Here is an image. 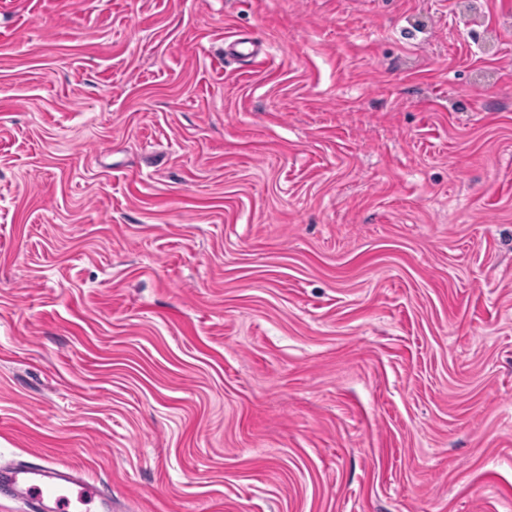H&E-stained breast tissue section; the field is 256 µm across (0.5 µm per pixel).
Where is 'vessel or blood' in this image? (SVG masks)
<instances>
[{
    "label": "vessel or blood",
    "mask_w": 512,
    "mask_h": 512,
    "mask_svg": "<svg viewBox=\"0 0 512 512\" xmlns=\"http://www.w3.org/2000/svg\"><path fill=\"white\" fill-rule=\"evenodd\" d=\"M0 487L27 502L32 512H69L75 504L112 512V497L72 469L44 464H0Z\"/></svg>",
    "instance_id": "b4317fda"
}]
</instances>
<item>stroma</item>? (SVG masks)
Instances as JSON below:
<instances>
[{
  "instance_id": "stroma-1",
  "label": "stroma",
  "mask_w": 512,
  "mask_h": 512,
  "mask_svg": "<svg viewBox=\"0 0 512 512\" xmlns=\"http://www.w3.org/2000/svg\"><path fill=\"white\" fill-rule=\"evenodd\" d=\"M9 460L512 512V0H0Z\"/></svg>"
}]
</instances>
